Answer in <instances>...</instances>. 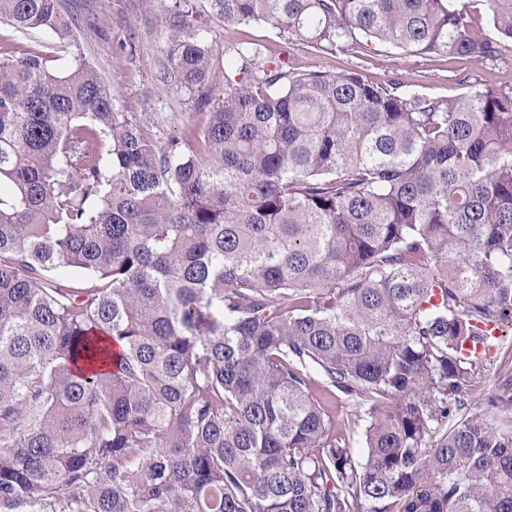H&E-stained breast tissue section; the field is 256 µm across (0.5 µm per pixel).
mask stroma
Instances as JSON below:
<instances>
[{
	"label": "stroma",
	"mask_w": 512,
	"mask_h": 512,
	"mask_svg": "<svg viewBox=\"0 0 512 512\" xmlns=\"http://www.w3.org/2000/svg\"><path fill=\"white\" fill-rule=\"evenodd\" d=\"M169 0H68L76 41L58 62L68 69L75 61L90 64L106 82L124 86L116 111L145 113L159 140L180 135L185 124H205L195 102L181 96L160 78L166 57L165 19ZM214 41L224 47L241 39L261 43L267 57L286 59L299 72L356 70L369 81L397 94L415 93L445 99L469 85L512 89V50L496 59H451L415 56L386 45L357 43L347 52L329 55L302 43H288L266 26H224L208 19ZM512 396V325L506 326L481 376L467 396V413L483 411L488 396Z\"/></svg>",
	"instance_id": "35a3bbf8"
}]
</instances>
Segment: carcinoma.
<instances>
[{"mask_svg":"<svg viewBox=\"0 0 512 512\" xmlns=\"http://www.w3.org/2000/svg\"><path fill=\"white\" fill-rule=\"evenodd\" d=\"M207 3L331 55L512 41V0ZM198 17L171 0L162 66L207 121L161 143L50 66L62 0H0L31 38L0 37V512H512V397L452 414L512 321V92L300 73Z\"/></svg>","mask_w":512,"mask_h":512,"instance_id":"carcinoma-1","label":"carcinoma"}]
</instances>
